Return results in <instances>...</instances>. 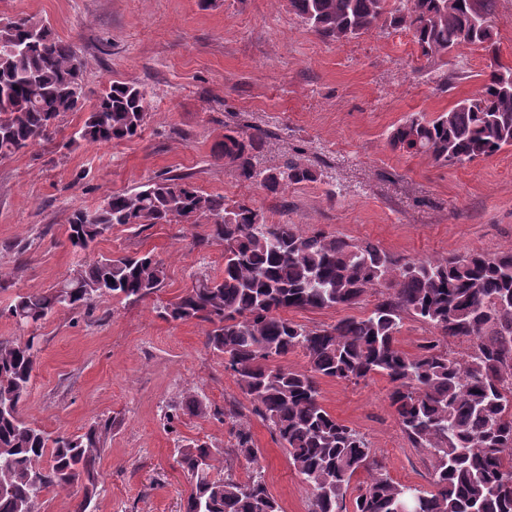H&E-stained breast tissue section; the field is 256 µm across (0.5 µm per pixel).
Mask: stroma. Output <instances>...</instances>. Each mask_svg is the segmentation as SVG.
I'll use <instances>...</instances> for the list:
<instances>
[{
  "label": "stroma",
  "mask_w": 512,
  "mask_h": 512,
  "mask_svg": "<svg viewBox=\"0 0 512 512\" xmlns=\"http://www.w3.org/2000/svg\"><path fill=\"white\" fill-rule=\"evenodd\" d=\"M33 15L75 45L86 63L87 103L114 81L148 92L140 134L71 143L84 115L66 114L52 141L0 160V336L16 294L52 287L83 261L153 253L166 278L153 297L107 298L92 312L60 309L42 324V350L23 416L52 434L94 422L112 430L98 466L93 512H181L190 492L177 450L193 441L225 447L217 415L249 400L197 321H170L162 307L205 271L221 276L224 248L201 249L202 224L118 226L85 252L66 234L75 210L164 174H187L200 191L246 201L272 221L378 243L395 258L443 260L512 249V147L442 165L392 150L389 135L412 113L433 117L483 83L487 53L462 48L464 75L418 59L410 31L379 27L336 43L322 39L289 0H0V17ZM269 136L258 167L295 158L317 181L273 195L214 158L225 125ZM381 376L320 382V400L363 433L395 481L432 490L426 455L401 431ZM213 414L170 418L190 394ZM259 465L284 512H307L310 491L265 423L251 417Z\"/></svg>",
  "instance_id": "obj_1"
}]
</instances>
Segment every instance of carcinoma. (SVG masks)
<instances>
[{"mask_svg": "<svg viewBox=\"0 0 512 512\" xmlns=\"http://www.w3.org/2000/svg\"><path fill=\"white\" fill-rule=\"evenodd\" d=\"M294 13L333 42L389 24L412 31L427 63L460 57L466 46L493 42L497 0H290ZM85 62L75 46L31 15L0 18V160L45 139L60 116L82 110ZM145 88L114 82L103 89L71 141L131 139L147 114ZM267 132L224 126L215 157L245 181L271 194L317 180L311 166L290 159L261 169L254 151ZM395 151L449 165L489 158L512 147V68L487 73L481 89L429 119L412 113L392 130ZM208 225L196 240L224 246L223 276L201 274L164 306L172 321L209 325L206 345L224 357L310 490L308 512H512V250L474 251L444 260L399 262L371 241L352 242L325 231L301 232L253 207L199 191L187 177L160 176L140 190L114 192L94 210H78L67 227L81 250L120 225ZM164 263L139 257L91 259L46 291L15 296L7 309L16 328H38L57 309L92 308L104 297L141 301L160 290ZM382 299L366 314L309 328L286 316L295 310L349 308L370 290ZM425 324L431 338L416 354L399 346L404 320ZM468 343L458 356L448 344ZM300 351L304 371L278 360ZM40 337L0 336V512H39L43 495L83 487L75 512L97 493L98 464L112 424L80 435H52L26 420ZM379 375L412 447L426 452L434 490L394 481L365 435L320 402V380L357 383ZM182 414L202 416L209 405L190 394ZM231 454L258 464L248 415L222 412ZM224 450L205 443L178 449L192 485L185 512H283L260 472L238 481L214 474ZM361 471L369 480L352 486Z\"/></svg>", "mask_w": 512, "mask_h": 512, "instance_id": "obj_1", "label": "carcinoma"}]
</instances>
